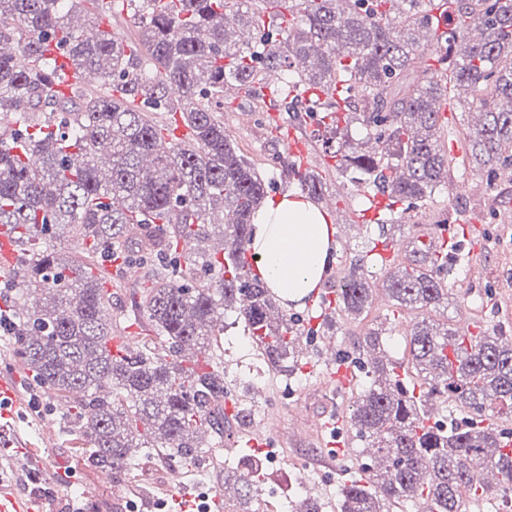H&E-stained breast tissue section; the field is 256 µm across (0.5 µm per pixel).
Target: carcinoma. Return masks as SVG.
<instances>
[{
    "instance_id": "cac0c4a2",
    "label": "carcinoma",
    "mask_w": 512,
    "mask_h": 512,
    "mask_svg": "<svg viewBox=\"0 0 512 512\" xmlns=\"http://www.w3.org/2000/svg\"><path fill=\"white\" fill-rule=\"evenodd\" d=\"M128 2L133 42L107 30L84 38L70 23L74 0H0V45L14 42L28 60L19 68L0 50V125L15 126L0 137V225L21 256L11 283L19 295L14 344L31 388L57 393L75 439L111 471L144 449L191 462L204 429L215 441L230 436L228 386L212 365L225 311L244 324L269 369L297 363L302 334L293 317L242 261L267 190L258 165L224 131V85L257 104L265 77L279 72L295 92L289 123L299 126L300 95L330 85L334 94L315 99L330 137L314 143L357 189L388 192L389 208L431 201L461 162L485 174L491 190L503 172L512 178V0H448L441 21L431 14L434 0H262L266 15L252 0ZM230 14L235 36L224 26ZM48 40L99 81H77L67 96L54 91ZM450 87L461 106L482 111L477 125L459 120L454 148L441 143ZM154 112L179 113L193 138L164 141ZM354 122L361 142L349 136ZM300 188L317 199L326 182L313 175ZM222 209L237 215L224 225V253L198 252ZM59 227L91 240L85 255L65 262L51 250ZM96 248L132 264L169 263L138 303L148 335L123 357L109 349L111 276L95 262ZM447 266L416 238L382 284L397 308L424 317L407 340L411 370L398 373L385 354L366 358L368 382L350 420L376 453L339 485L340 512H391L402 503L465 512L462 485L512 500V448L488 456L503 436L482 425L489 413L512 414V338L500 325L473 334L425 317L452 296L441 277ZM374 291L364 266L353 265L338 280L332 314L360 318ZM381 336L369 329L356 352L380 349ZM432 399L459 404L466 421H434ZM231 479L236 512H253L258 476L224 472V484Z\"/></svg>"
}]
</instances>
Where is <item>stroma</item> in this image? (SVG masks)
<instances>
[{
    "label": "stroma",
    "mask_w": 512,
    "mask_h": 512,
    "mask_svg": "<svg viewBox=\"0 0 512 512\" xmlns=\"http://www.w3.org/2000/svg\"><path fill=\"white\" fill-rule=\"evenodd\" d=\"M224 125L248 156L263 162L269 197L297 191L296 182L285 177L280 164L287 156L283 138L290 131L288 123L271 128L263 113L239 98L225 100ZM310 156L315 173L326 177L328 192L336 196L340 223L348 227L337 242L322 292L334 291L340 276L365 257L381 234L405 240L427 232L429 225L456 223L460 226L457 242L464 259L452 265L446 278L451 283L466 280L468 288L457 294L447 313L438 314V321L458 325L469 317L477 326L497 322L512 326V224L501 223L497 210L488 206L484 177L471 170L455 173L447 188L435 194L424 210L407 212L398 203L394 210L404 213V221L383 229L370 222L365 231L358 232L350 224L360 210L367 208V199L341 175L328 173V160L320 151H311ZM107 269L119 282L112 299L114 333L136 336L139 291L149 284L155 268L139 267L133 278L127 277L123 264L112 262ZM414 317V312L396 308L378 288L367 317L311 337L310 357L299 361L294 371L277 373L269 370L263 356L250 345L234 314L225 312L226 340L215 362L224 373L229 398L239 400L247 414L244 424L234 426L233 434H268L267 450H238L220 455L205 449L192 464L151 452L124 471L109 474L77 457L76 442L59 409L44 401L31 407L29 396L23 391L26 379L12 354V339L7 336L0 339V374L13 384L12 402L17 411L5 418L0 440L24 449L33 468L30 490L47 488L53 494L48 512H70L71 503L79 500L86 488L97 494L95 512H155L154 487H167L176 498L187 491L212 496L223 487L224 470L228 467L241 471L262 468L265 480L260 498L268 504L269 512H288V501L298 494L303 482L315 485L316 497L325 504L335 498L338 483L360 468L365 443L352 433L341 458L325 452L324 440L314 430L315 418L330 409L336 411L341 421H348L351 395L336 388L317 352L331 339L344 354H352L365 330L380 327L385 331L391 358L407 361L405 337Z\"/></svg>",
    "instance_id": "35a3bbf8"
}]
</instances>
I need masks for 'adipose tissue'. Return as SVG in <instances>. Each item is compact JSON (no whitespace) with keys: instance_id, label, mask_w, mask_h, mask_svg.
Wrapping results in <instances>:
<instances>
[{"instance_id":"ef3b65f1","label":"adipose tissue","mask_w":512,"mask_h":512,"mask_svg":"<svg viewBox=\"0 0 512 512\" xmlns=\"http://www.w3.org/2000/svg\"><path fill=\"white\" fill-rule=\"evenodd\" d=\"M336 248V227L304 196L270 200L253 218L251 250L259 279L285 304L304 306L321 288Z\"/></svg>"}]
</instances>
